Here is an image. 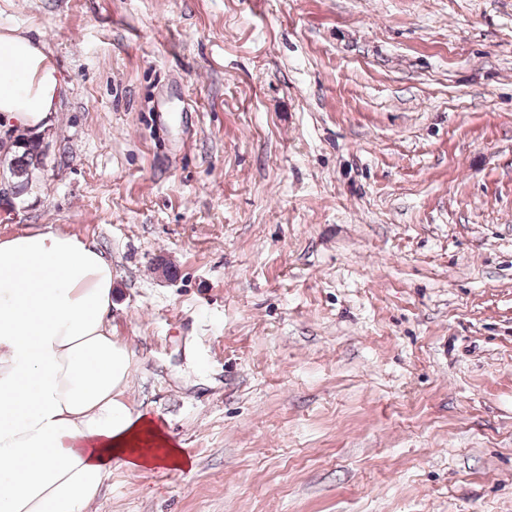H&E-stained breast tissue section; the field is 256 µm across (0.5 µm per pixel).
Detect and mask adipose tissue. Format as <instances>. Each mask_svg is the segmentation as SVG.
Wrapping results in <instances>:
<instances>
[{
    "label": "adipose tissue",
    "instance_id": "obj_1",
    "mask_svg": "<svg viewBox=\"0 0 512 512\" xmlns=\"http://www.w3.org/2000/svg\"><path fill=\"white\" fill-rule=\"evenodd\" d=\"M60 78L44 51L0 36V124L43 132ZM112 265L60 231L0 238V512H89L115 461H177L124 400L133 351L114 338Z\"/></svg>",
    "mask_w": 512,
    "mask_h": 512
}]
</instances>
